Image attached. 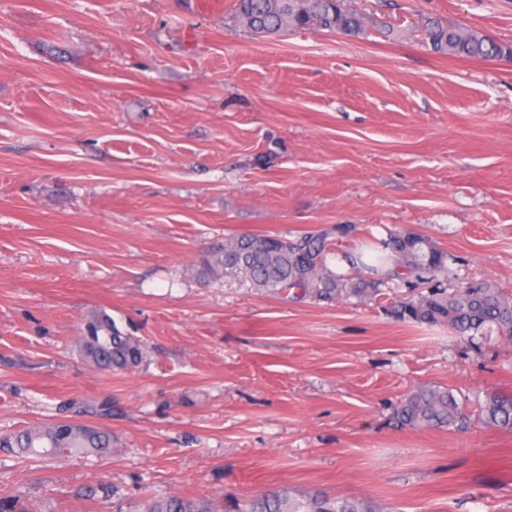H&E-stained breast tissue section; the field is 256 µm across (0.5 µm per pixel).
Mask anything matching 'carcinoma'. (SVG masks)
I'll return each mask as SVG.
<instances>
[{
	"mask_svg": "<svg viewBox=\"0 0 512 512\" xmlns=\"http://www.w3.org/2000/svg\"><path fill=\"white\" fill-rule=\"evenodd\" d=\"M237 14L258 37L316 28L356 36L363 17L347 0H237ZM424 43L433 51L462 58L512 61V45L479 32L428 20L421 26ZM351 228L334 225L323 230L288 237L283 234H240L230 237L203 263L199 275L209 281H236L242 285L285 295V299L332 301L342 296L374 295L381 288L406 287L409 293L397 302L396 314L418 326L445 327L473 345L496 333L512 339V298L491 282L460 288L429 286L448 281V254L413 233H392L382 246L390 255L369 265L364 253L336 241ZM336 259L367 277L352 281L347 273L329 267ZM79 352L90 365L103 371H130L147 354L142 339L121 331L104 312L87 322L78 338ZM475 412L484 425L512 430V395L487 393L475 396ZM465 403L451 392L432 386L413 391L395 413L398 424L410 428L455 426L464 418ZM22 455L58 458L69 455L103 456L112 452V432L71 421L0 434V449ZM141 512H381L368 500L292 494L277 490L246 501L196 500L179 495L149 500Z\"/></svg>",
	"mask_w": 512,
	"mask_h": 512,
	"instance_id": "carcinoma-1",
	"label": "carcinoma"
}]
</instances>
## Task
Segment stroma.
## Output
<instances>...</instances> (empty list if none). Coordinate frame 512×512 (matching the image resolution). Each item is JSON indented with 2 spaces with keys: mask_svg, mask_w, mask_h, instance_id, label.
I'll use <instances>...</instances> for the list:
<instances>
[{
  "mask_svg": "<svg viewBox=\"0 0 512 512\" xmlns=\"http://www.w3.org/2000/svg\"><path fill=\"white\" fill-rule=\"evenodd\" d=\"M365 30L252 36L235 0H0V432L73 419L103 457L0 450L29 512L269 490L385 512H512V431L397 428L417 387L512 394V341L204 282L244 233L423 236L512 296V64L433 53L428 17L512 43V0H351ZM106 312L139 368L75 349Z\"/></svg>",
  "mask_w": 512,
  "mask_h": 512,
  "instance_id": "35a3bbf8",
  "label": "stroma"
}]
</instances>
